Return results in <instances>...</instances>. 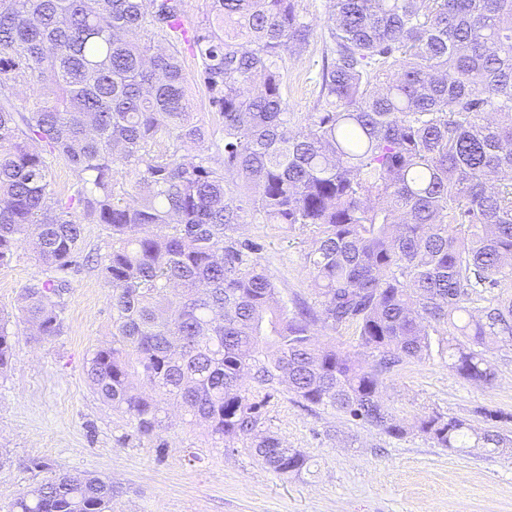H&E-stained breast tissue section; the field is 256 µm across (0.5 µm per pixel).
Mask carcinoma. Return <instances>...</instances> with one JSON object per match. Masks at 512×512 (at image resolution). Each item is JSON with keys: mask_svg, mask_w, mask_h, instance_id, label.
<instances>
[{"mask_svg": "<svg viewBox=\"0 0 512 512\" xmlns=\"http://www.w3.org/2000/svg\"><path fill=\"white\" fill-rule=\"evenodd\" d=\"M327 3L319 98L299 126L280 66L313 35L297 0H212L215 24L192 41L222 118L217 162L190 118L184 0H0V266L32 247L43 277L19 310L51 341L82 253L70 209L105 225L112 343L86 377L139 436L171 401L270 469L301 472L308 458L261 430L248 375L391 437L496 452L509 444L498 412L484 427L438 412L406 426L381 393L398 366L433 357L434 336L449 369L483 384L490 346H512V0ZM32 81L45 102L21 112L16 87ZM58 160L75 184L54 206ZM244 190L263 223L311 234L314 304L282 303L261 245L238 234ZM319 322L353 330L372 363L318 341ZM8 325L1 315L0 373ZM11 512H112V482L56 473Z\"/></svg>", "mask_w": 512, "mask_h": 512, "instance_id": "cac0c4a2", "label": "carcinoma"}]
</instances>
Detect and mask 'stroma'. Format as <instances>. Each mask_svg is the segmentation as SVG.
Listing matches in <instances>:
<instances>
[{"instance_id": "stroma-1", "label": "stroma", "mask_w": 512, "mask_h": 512, "mask_svg": "<svg viewBox=\"0 0 512 512\" xmlns=\"http://www.w3.org/2000/svg\"><path fill=\"white\" fill-rule=\"evenodd\" d=\"M299 10L314 28L307 52L286 61L288 109L301 121L319 93L326 0H299ZM180 50L192 118L206 131L209 155L221 158L222 124L197 78L199 61L188 45ZM243 215L240 232L261 244L260 261L284 301H312L303 266L308 234L261 223L249 209ZM41 275L26 246L0 267V313L11 318L15 345L0 374V512L60 471L111 479L112 512H512V447L459 454L422 435L391 437L337 411L305 407L281 386L252 385L248 394L264 404V429L307 456L299 475L278 474L242 442L211 437L176 415L158 436L137 438L85 375L93 349L112 341L109 286L97 267L73 266L63 333L37 343L20 321L18 296ZM493 361L489 385L463 379L437 356L403 364L386 380L384 400L407 422L436 411L480 426L481 410H493L512 437V348Z\"/></svg>"}]
</instances>
